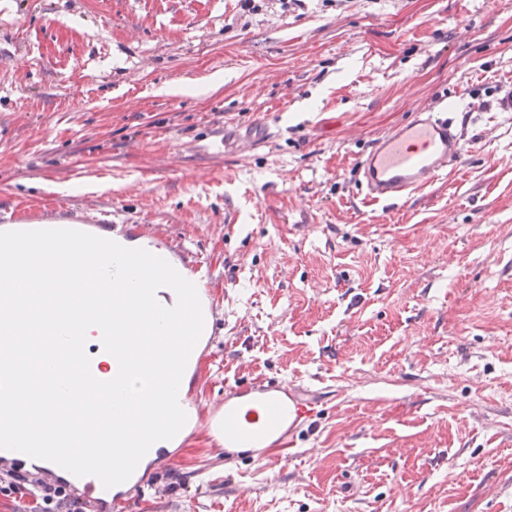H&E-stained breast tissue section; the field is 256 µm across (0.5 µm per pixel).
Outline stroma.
Wrapping results in <instances>:
<instances>
[{
	"label": "stroma",
	"instance_id": "stroma-1",
	"mask_svg": "<svg viewBox=\"0 0 512 512\" xmlns=\"http://www.w3.org/2000/svg\"><path fill=\"white\" fill-rule=\"evenodd\" d=\"M509 83L512 0H0V205L163 225L214 269L201 403L318 402L273 467L195 421L124 512H512ZM420 107L460 162L368 203Z\"/></svg>",
	"mask_w": 512,
	"mask_h": 512
}]
</instances>
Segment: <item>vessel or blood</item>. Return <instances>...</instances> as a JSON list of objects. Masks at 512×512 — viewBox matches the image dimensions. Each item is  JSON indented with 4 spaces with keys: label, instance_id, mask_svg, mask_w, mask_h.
I'll list each match as a JSON object with an SVG mask.
<instances>
[{
    "label": "vessel or blood",
    "instance_id": "obj_1",
    "mask_svg": "<svg viewBox=\"0 0 512 512\" xmlns=\"http://www.w3.org/2000/svg\"><path fill=\"white\" fill-rule=\"evenodd\" d=\"M461 155L457 114L420 111L410 122L391 129L360 161L359 184L369 202L399 201L431 186ZM178 400L186 414L207 418L212 443L223 448L229 461L255 448L288 447L302 421L313 413V403L303 390L270 381L235 386L208 409L192 407L183 393ZM166 459V451H157L150 466H137L127 481L108 489L93 476L75 478L74 488L95 502L109 497L127 503Z\"/></svg>",
    "mask_w": 512,
    "mask_h": 512
}]
</instances>
